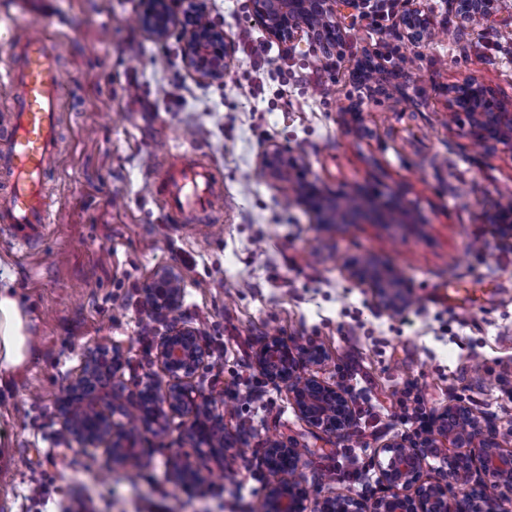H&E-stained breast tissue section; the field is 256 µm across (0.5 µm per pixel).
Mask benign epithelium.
I'll list each match as a JSON object with an SVG mask.
<instances>
[{"label": "benign epithelium", "instance_id": "benign-epithelium-1", "mask_svg": "<svg viewBox=\"0 0 512 512\" xmlns=\"http://www.w3.org/2000/svg\"><path fill=\"white\" fill-rule=\"evenodd\" d=\"M255 17L265 23L269 34L289 47L302 39L310 46L328 49L340 40L341 25L338 8L368 12L370 0H250ZM450 8L462 24L488 22L498 11V0H450ZM207 11L204 0H145L140 23L159 40L178 30L184 38V57L187 65L201 76L217 80L232 60L233 49L224 29L205 22ZM321 19L313 26L309 18ZM402 36L411 46H420L436 36L438 30L429 9L410 3L399 18ZM460 112L467 113L470 143L485 150L502 144L512 149V107H507L493 92L475 78H465L448 87V117L454 121ZM305 162L302 158L285 154L277 145L263 150L259 167L272 181L288 185L289 190L303 204L312 209L321 224H353L366 220L375 224H399L401 195L394 193L380 200V194L368 185L355 191L361 205L353 211H344L334 203H327L316 183L302 177ZM493 223L500 231L512 236V206H501L493 214ZM384 305L390 311L402 309L410 298L405 280L386 269L374 280ZM144 297L150 307L162 317L176 312L182 300L180 276L172 268L159 270L152 282L144 288ZM156 358L164 375L160 381L146 377L140 388L127 392L121 377L124 354L116 347L96 344L88 347L80 369L57 400L56 409L60 432L69 444L78 450L101 448L115 464H127L139 454L138 438L144 432L166 429L168 422L183 418L188 423L187 434L195 443L196 451L214 457L224 456V415L216 412L214 397L196 384L197 374L207 365V351L198 330L177 319L169 321L165 332L156 343ZM323 355L305 359L294 354L290 341L272 338L265 342L256 356L260 372L272 382L288 384L294 405L300 416L310 425L329 430V399H334L344 418L345 436L353 424L348 400L336 386L320 380L313 373H304L306 363L318 365ZM139 406L141 419L135 428L126 425L115 429L112 417L129 415L128 403ZM448 412L459 416L461 425L439 430L441 437L463 454L450 457V472H466L468 477L479 475L500 487L512 488V450L504 448L478 419L469 416L467 409L457 405ZM432 440L417 445H406L404 440H391L380 448L386 459L381 469V480L387 494L364 500L345 497V512H473L468 494L448 497V485L440 482L425 484L420 476L426 465ZM271 457H290L300 460V451L293 443L274 441L259 460L261 468L270 477L263 512H308L304 496L293 494L294 474L273 470L267 460ZM177 480L185 483L194 478L203 482L182 450L171 459Z\"/></svg>", "mask_w": 512, "mask_h": 512}]
</instances>
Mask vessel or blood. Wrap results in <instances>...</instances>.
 I'll return each mask as SVG.
<instances>
[{
  "label": "vessel or blood",
  "instance_id": "b4317fda",
  "mask_svg": "<svg viewBox=\"0 0 512 512\" xmlns=\"http://www.w3.org/2000/svg\"><path fill=\"white\" fill-rule=\"evenodd\" d=\"M60 54V43L28 23L19 64L0 69V82L14 91L13 124L0 138V174L7 181L0 193V224L9 225L14 239L22 243L41 238L50 221L51 204L42 177L56 162V106L64 86ZM156 177L166 188L167 209L200 210L208 219L216 213L221 193L211 187L209 167L162 168Z\"/></svg>",
  "mask_w": 512,
  "mask_h": 512
}]
</instances>
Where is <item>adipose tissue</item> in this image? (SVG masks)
<instances>
[{"instance_id":"obj_1","label":"adipose tissue","mask_w":512,"mask_h":512,"mask_svg":"<svg viewBox=\"0 0 512 512\" xmlns=\"http://www.w3.org/2000/svg\"><path fill=\"white\" fill-rule=\"evenodd\" d=\"M29 315L16 289L0 285V385L34 354Z\"/></svg>"}]
</instances>
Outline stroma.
I'll return each mask as SVG.
<instances>
[{
  "mask_svg": "<svg viewBox=\"0 0 512 512\" xmlns=\"http://www.w3.org/2000/svg\"><path fill=\"white\" fill-rule=\"evenodd\" d=\"M424 2L443 29L426 45L409 47L396 20L404 0H387L383 26L343 18L328 64L271 37L250 0H206L234 47L223 79L210 80L186 65L179 35L160 40L142 27V0H0V66L25 20L65 44L69 76L58 168L47 177L54 222L25 250L0 229V280L18 288L36 345L0 387V436L12 451L0 512H259L269 477L256 459L272 439L300 449L308 505L356 495L344 477L355 457L379 496L381 446L414 435L401 405L412 383L429 416L466 405L512 448V238L488 220L512 197V151H481L464 135L465 116L448 119V88L466 77L512 105V0L481 28L460 25L448 0ZM397 47L412 62L394 91L360 99L357 59ZM355 99L360 133L343 113ZM271 144L303 156L327 193L401 192L410 224L317 223L261 173ZM171 152L214 168L222 233L182 223L154 192L151 165ZM361 255L405 278L411 303L388 311L370 281L351 278L347 264ZM164 267L182 278L177 319L211 354L198 385L243 402L253 419L242 434L225 417L224 462L198 460L205 482L193 494L170 476L176 433L146 435L133 483L104 451L70 449L56 415L86 345L119 347L128 387L158 374L154 342L166 324L142 290ZM274 336L320 347L314 373L345 391L347 438L308 425L286 386L258 370L256 353Z\"/></svg>",
  "mask_w": 512,
  "mask_h": 512,
  "instance_id": "obj_1",
  "label": "stroma"
}]
</instances>
